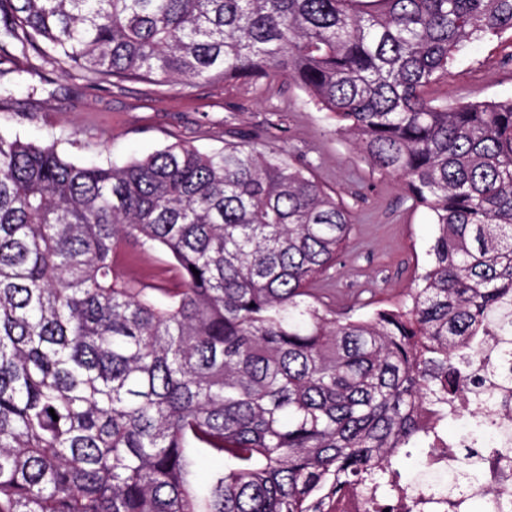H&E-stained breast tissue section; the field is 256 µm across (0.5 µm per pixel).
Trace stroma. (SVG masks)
<instances>
[{
    "label": "stroma",
    "mask_w": 512,
    "mask_h": 512,
    "mask_svg": "<svg viewBox=\"0 0 512 512\" xmlns=\"http://www.w3.org/2000/svg\"><path fill=\"white\" fill-rule=\"evenodd\" d=\"M430 97L455 105L512 98V36L487 38L457 55ZM0 127L36 143L56 144L83 164L123 163L181 142L222 148L227 131L262 133L266 144L307 166L341 193L352 214L350 243L324 285L337 313L355 299L397 304L428 260L429 214L413 207L402 179L371 169L336 122L295 85L199 80L189 86L126 80L92 86L78 71L29 69L15 57L0 76ZM126 281L171 284L156 252L130 253L117 265Z\"/></svg>",
    "instance_id": "stroma-1"
}]
</instances>
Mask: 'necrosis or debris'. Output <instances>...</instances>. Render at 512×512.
Returning a JSON list of instances; mask_svg holds the SVG:
<instances>
[{
    "label": "necrosis or debris",
    "instance_id": "4bbe7bcc",
    "mask_svg": "<svg viewBox=\"0 0 512 512\" xmlns=\"http://www.w3.org/2000/svg\"><path fill=\"white\" fill-rule=\"evenodd\" d=\"M497 359L498 342L490 336L480 349L479 360L462 364L473 386L492 400L483 412L485 430L479 448L482 476L478 483L452 496L447 487L436 485L410 492L392 479L367 493L340 492L332 502V512H459L458 503L474 498L485 501L487 512H512V388L502 389L497 377L489 373V365Z\"/></svg>",
    "mask_w": 512,
    "mask_h": 512
}]
</instances>
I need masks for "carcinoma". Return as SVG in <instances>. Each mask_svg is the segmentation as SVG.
I'll return each instance as SVG.
<instances>
[{"instance_id": "1", "label": "carcinoma", "mask_w": 512, "mask_h": 512, "mask_svg": "<svg viewBox=\"0 0 512 512\" xmlns=\"http://www.w3.org/2000/svg\"><path fill=\"white\" fill-rule=\"evenodd\" d=\"M507 33L512 0H0V60L293 83L435 225L404 302L338 317L351 213L282 151L85 166L0 128V512H322L395 474L490 329L512 362V98L426 97ZM128 247L177 287L120 279Z\"/></svg>"}]
</instances>
